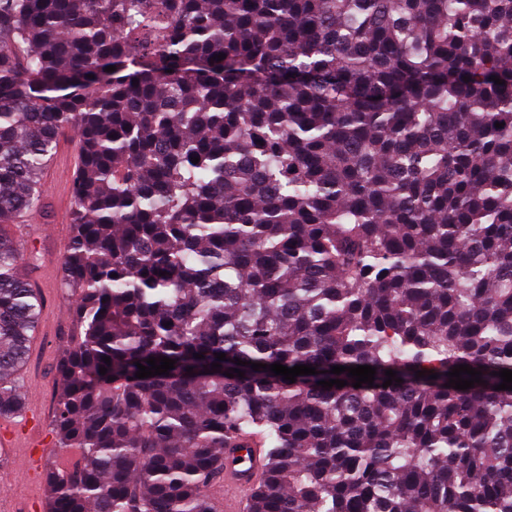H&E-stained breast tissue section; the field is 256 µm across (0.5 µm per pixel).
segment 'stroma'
<instances>
[{
    "instance_id": "stroma-1",
    "label": "stroma",
    "mask_w": 512,
    "mask_h": 512,
    "mask_svg": "<svg viewBox=\"0 0 512 512\" xmlns=\"http://www.w3.org/2000/svg\"><path fill=\"white\" fill-rule=\"evenodd\" d=\"M52 167L43 172L44 191L41 207L28 216L26 223L9 227L23 253H35L34 264L27 266L30 278L42 300L39 324L31 338L26 364L19 374V385L26 401L31 402L40 418V427L32 436L36 459H28L27 451L15 449L12 459L0 458V470L13 468L11 480L0 481V504L12 512H27L37 505L40 512H49L47 484L43 478L29 482L28 468L46 473L52 464L61 462V450L56 446L53 419L56 408V364L77 328L67 312L69 300L60 286L62 265L71 237L72 200L65 183L54 179L58 169L75 163V144L72 135L61 137L52 158Z\"/></svg>"
}]
</instances>
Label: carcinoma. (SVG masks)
I'll return each mask as SVG.
<instances>
[{"label": "carcinoma", "instance_id": "carcinoma-1", "mask_svg": "<svg viewBox=\"0 0 512 512\" xmlns=\"http://www.w3.org/2000/svg\"><path fill=\"white\" fill-rule=\"evenodd\" d=\"M69 132L50 512H212L226 448L246 512H512V0H0V417L41 308L4 225ZM262 463V448L224 449V470L208 487L213 512H246L247 495L256 486Z\"/></svg>", "mask_w": 512, "mask_h": 512}]
</instances>
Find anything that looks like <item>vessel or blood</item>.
Returning a JSON list of instances; mask_svg holds the SVG:
<instances>
[{
	"mask_svg": "<svg viewBox=\"0 0 512 512\" xmlns=\"http://www.w3.org/2000/svg\"><path fill=\"white\" fill-rule=\"evenodd\" d=\"M262 463V449H225L224 469L208 489L213 512H246L247 496L257 483Z\"/></svg>",
	"mask_w": 512,
	"mask_h": 512,
	"instance_id": "vessel-or-blood-1",
	"label": "vessel or blood"
}]
</instances>
